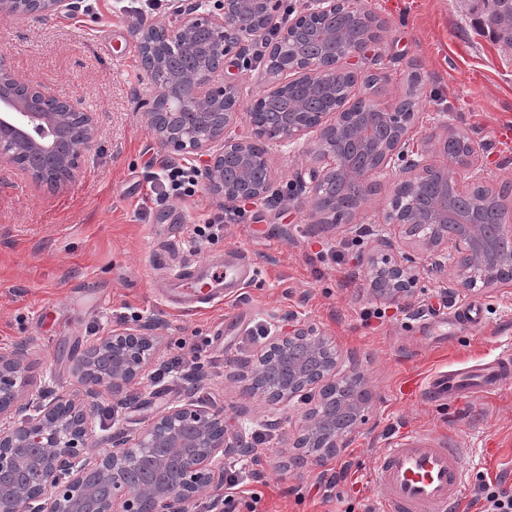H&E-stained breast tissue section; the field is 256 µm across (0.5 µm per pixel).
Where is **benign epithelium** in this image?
Segmentation results:
<instances>
[{
  "instance_id": "7a95c632",
  "label": "benign epithelium",
  "mask_w": 512,
  "mask_h": 512,
  "mask_svg": "<svg viewBox=\"0 0 512 512\" xmlns=\"http://www.w3.org/2000/svg\"><path fill=\"white\" fill-rule=\"evenodd\" d=\"M311 8L292 19L280 13V0H217L214 9L201 10L199 0H169V21L145 23L134 31L144 66L159 72L153 46L176 42L190 48L196 30L207 28L216 38L208 59L192 74L165 79L156 84L157 95L145 112L156 139L167 149L197 156L203 163L206 188L222 198L224 207L237 209L263 203L267 181L253 184L247 177L256 149L257 159L269 167L267 144L293 145L315 134L314 157L309 169L307 196L323 225H352L349 212L336 219L320 210V189L327 177L344 175L347 184L363 204L374 179L391 172L398 177L408 196L433 192V206L426 215L393 200L385 221L377 227L375 251L393 246L395 231L414 251L427 254L430 264L417 265L406 254L393 263L383 256L368 258L372 279L386 283L382 297L404 302L416 281L428 273L451 271L454 292L469 294L479 289L499 288L512 281L498 277L512 266V250L501 240L512 242V221L491 232L484 224L448 222V196L472 197L479 191L493 196L483 185L479 151L469 143L470 152L461 160L436 161L407 151L414 124V112H385L372 99L357 114L344 107L324 112H289L277 127L254 119L259 105L290 83L322 81L325 74L340 71L339 64L359 60L376 46V39L355 42L336 53V32L322 38L331 42L318 61L298 62L288 58V41L298 27L316 20L336 18L344 12L357 13L353 0H310ZM80 0H0V15L21 25L45 23L72 17ZM277 35L267 59L260 63V78L266 90L248 104L236 95L234 80L226 66L238 70L250 67L246 58L249 43ZM343 73L356 76L353 68ZM47 87L39 81L23 80L0 58V176L14 172L36 185L63 190L77 179L82 159L99 136L96 113L79 109L70 102L45 112L36 102L49 99ZM245 120L248 133L242 138L228 136L230 127ZM482 269L477 281L471 272ZM158 336L146 327L121 328L81 354L84 389L79 395L43 400L36 388L22 347L0 350V512H26L40 502L41 512H189V505L207 489L224 482L226 465L243 454L252 453L247 440L249 427L242 424L230 432L224 426V412L194 401L168 407L150 427L133 437L104 436L100 442L110 450L92 461L84 459L83 448L93 433L99 388L123 393L142 377L157 352ZM327 338L314 325L290 324L270 337L262 354L273 353L264 366L254 364L236 370L241 395L284 406L298 400L301 425L293 447L302 454L291 464L302 467L335 457L348 447L365 421L374 393L354 361L325 357ZM346 380L364 399L344 403L346 423L338 428L335 397L327 385Z\"/></svg>"
}]
</instances>
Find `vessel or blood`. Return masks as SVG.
Instances as JSON below:
<instances>
[{"mask_svg": "<svg viewBox=\"0 0 512 512\" xmlns=\"http://www.w3.org/2000/svg\"><path fill=\"white\" fill-rule=\"evenodd\" d=\"M256 275L246 256L233 262L208 257L171 270L169 279L180 298L208 303ZM512 377V354L445 372L431 379L428 398L440 401L485 393ZM468 451L425 435L402 439L383 449L370 473L381 491V512H453L468 474Z\"/></svg>", "mask_w": 512, "mask_h": 512, "instance_id": "b4317fda", "label": "vessel or blood"}]
</instances>
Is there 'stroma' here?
Here are the masks:
<instances>
[{"mask_svg":"<svg viewBox=\"0 0 512 512\" xmlns=\"http://www.w3.org/2000/svg\"><path fill=\"white\" fill-rule=\"evenodd\" d=\"M75 17L22 27L0 16V54L16 74L43 81L53 96L98 113L101 134L75 183L63 191L15 177L0 183V347L25 345L39 386L66 396L82 386L84 347L110 336L130 314L154 326L160 353L172 339L213 337L214 360L205 366L195 395L224 411L230 427L251 420L262 439L257 458L266 485L260 512H364L380 493L369 473L383 448L417 431L445 435L455 447L473 449L459 496L468 503L476 476L512 481V380L477 398L427 400L420 384L428 375L475 359L512 351V286L457 295L439 278L422 276L405 306L375 296L357 255L369 252L398 182L377 178L356 214L360 234L316 228L298 201L300 175L314 165L310 142L274 147L273 180L266 204L246 208L223 236L195 247L193 228L222 202L205 186L194 196L153 194L149 160L184 162L163 148L144 113L157 94L141 68L132 31L141 21H167L169 0L147 8L145 0H83ZM384 24L378 61L362 75L382 73L378 98L396 105L414 95L416 125L410 139L432 159L444 156L450 131L467 132L480 148L493 187L512 186V142L495 127L512 121V50H501L478 28L458 0H358ZM250 256L255 279L233 300L199 312L177 309L168 271L212 253ZM109 305H102V298ZM483 309L479 327L454 326L452 311L465 304ZM316 326L338 354L353 357L375 392L361 431L341 456L299 470L287 467L297 426L292 412L268 413L245 401L229 377L242 359L254 358L260 329L287 322ZM121 402L102 389L100 406L120 405L114 429L145 430L185 387L142 378ZM274 415L276 422L264 424ZM347 469L330 500L297 501L320 473Z\"/></svg>","mask_w":512,"mask_h":512,"instance_id":"obj_1","label":"stroma"}]
</instances>
